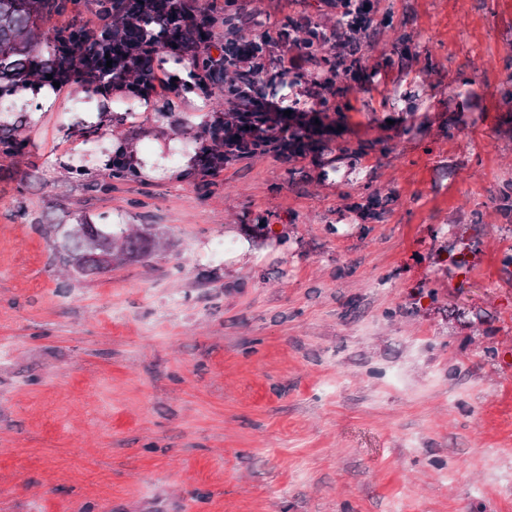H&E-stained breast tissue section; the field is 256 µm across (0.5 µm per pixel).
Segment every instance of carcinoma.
Listing matches in <instances>:
<instances>
[{"label": "carcinoma", "mask_w": 512, "mask_h": 512, "mask_svg": "<svg viewBox=\"0 0 512 512\" xmlns=\"http://www.w3.org/2000/svg\"><path fill=\"white\" fill-rule=\"evenodd\" d=\"M91 11L107 17L103 26L87 27L77 9V0H0V100L10 89L26 81L48 86L53 82L77 84L82 90H110L125 85L143 95L150 90L149 77L155 60L169 49L190 55L193 78L203 91L211 90L231 101L229 112L217 127L203 129L209 135L211 153L220 161L241 160L266 152L269 143L288 146L296 158L333 151L337 128L346 119L343 112H240L252 101L241 82L235 58L260 50L251 40L228 46L213 41V28L238 26L237 8L206 12L196 0H87ZM348 19L327 28L316 24L304 28L293 20L280 23L292 42L306 48H324L336 41V32L348 35ZM112 60V67L106 66ZM52 79H47V75ZM302 73H263L262 83L272 95L298 104L296 88ZM22 117L0 122V155L20 156L28 143L17 135ZM128 178L127 168L114 159L106 168L100 188ZM53 247L65 265L79 277L97 273V267L75 265L91 241L112 243L123 255L139 262L152 255L156 241L145 228L129 224H51Z\"/></svg>", "instance_id": "obj_1"}]
</instances>
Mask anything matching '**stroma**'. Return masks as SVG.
Returning a JSON list of instances; mask_svg holds the SVG:
<instances>
[{"mask_svg":"<svg viewBox=\"0 0 512 512\" xmlns=\"http://www.w3.org/2000/svg\"><path fill=\"white\" fill-rule=\"evenodd\" d=\"M378 8L345 138L388 149L329 177L104 192L70 111L0 155V512H512V0ZM103 214L162 249L65 275L44 225ZM259 215L287 243L226 267Z\"/></svg>","mask_w":512,"mask_h":512,"instance_id":"1","label":"stroma"}]
</instances>
